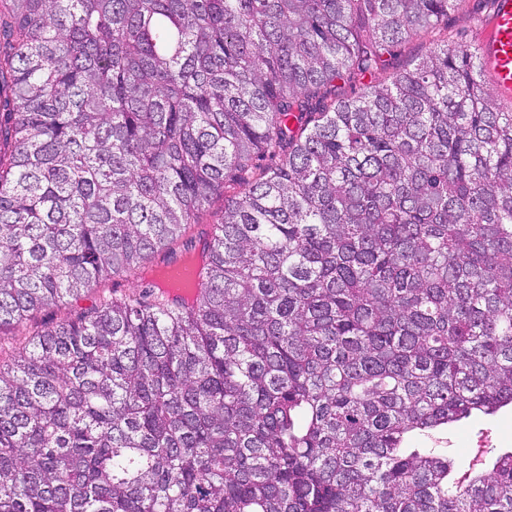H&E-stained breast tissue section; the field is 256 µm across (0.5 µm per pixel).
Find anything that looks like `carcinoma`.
<instances>
[{
  "label": "carcinoma",
  "mask_w": 512,
  "mask_h": 512,
  "mask_svg": "<svg viewBox=\"0 0 512 512\" xmlns=\"http://www.w3.org/2000/svg\"><path fill=\"white\" fill-rule=\"evenodd\" d=\"M459 2L0 0V512H512L405 449L512 405V109L446 44L346 94ZM153 282L151 279L145 276L144 281L142 278H136L132 280H126L125 278H112L107 281L101 287L106 289V294H111L112 297L121 298L131 292H142L145 290H152L157 288H151L152 286L148 283ZM97 296L98 290L95 288L92 289L88 294H86V296L83 299L78 301V303L64 302L63 304H60L57 307L55 306L45 311L39 312L36 314L31 325H43L48 323L55 324L67 320L73 317L76 311H78L81 307L84 308L92 305L96 301Z\"/></svg>",
  "instance_id": "1"
}]
</instances>
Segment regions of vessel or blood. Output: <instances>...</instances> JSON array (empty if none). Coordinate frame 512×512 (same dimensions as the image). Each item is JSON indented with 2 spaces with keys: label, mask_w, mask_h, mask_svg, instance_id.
Returning a JSON list of instances; mask_svg holds the SVG:
<instances>
[{
  "label": "vessel or blood",
  "mask_w": 512,
  "mask_h": 512,
  "mask_svg": "<svg viewBox=\"0 0 512 512\" xmlns=\"http://www.w3.org/2000/svg\"><path fill=\"white\" fill-rule=\"evenodd\" d=\"M481 56L491 74V85L505 98H512V0H495Z\"/></svg>",
  "instance_id": "vessel-or-blood-1"
}]
</instances>
